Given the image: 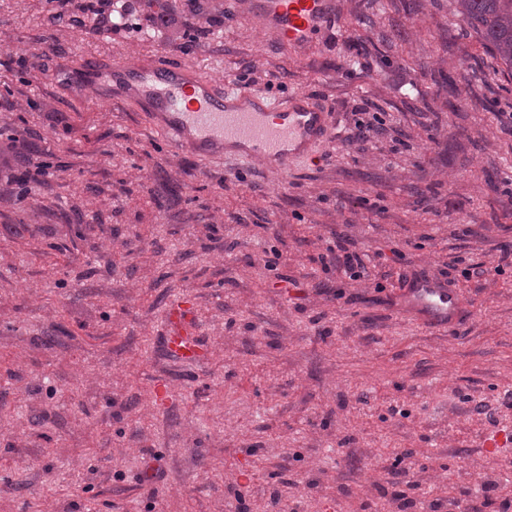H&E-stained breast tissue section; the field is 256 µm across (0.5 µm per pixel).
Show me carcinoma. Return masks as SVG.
Here are the masks:
<instances>
[{"instance_id":"carcinoma-1","label":"carcinoma","mask_w":512,"mask_h":512,"mask_svg":"<svg viewBox=\"0 0 512 512\" xmlns=\"http://www.w3.org/2000/svg\"><path fill=\"white\" fill-rule=\"evenodd\" d=\"M455 11L505 65L512 67V0H455Z\"/></svg>"}]
</instances>
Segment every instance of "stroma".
Wrapping results in <instances>:
<instances>
[{"label":"stroma","mask_w":512,"mask_h":512,"mask_svg":"<svg viewBox=\"0 0 512 512\" xmlns=\"http://www.w3.org/2000/svg\"><path fill=\"white\" fill-rule=\"evenodd\" d=\"M82 4L0 0V512L512 499V71L453 0H335L300 48L253 0ZM154 57L314 96L319 163L195 156L104 83L74 95L38 69ZM443 271L449 327L407 307L411 275ZM184 299L194 364L163 346Z\"/></svg>","instance_id":"1"}]
</instances>
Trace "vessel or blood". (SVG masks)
Wrapping results in <instances>:
<instances>
[{
    "label": "vessel or blood",
    "mask_w": 512,
    "mask_h": 512,
    "mask_svg": "<svg viewBox=\"0 0 512 512\" xmlns=\"http://www.w3.org/2000/svg\"><path fill=\"white\" fill-rule=\"evenodd\" d=\"M258 12L266 29L288 45H302L334 18V0H258ZM115 78L131 77L134 92L128 101L159 120L174 134L178 145L198 156L223 151L225 142L239 143L238 158L267 159L277 170L287 169L299 158L313 159L325 138L330 114L305 93L281 102L261 95L221 88L178 64L159 59L130 68L111 62L104 70ZM80 65L69 73L72 83L97 80L104 72ZM411 305L433 324L446 326L458 317L456 289L428 276H417L408 290ZM171 328L165 348L181 361L193 363L204 356L192 323V306L181 301L169 312Z\"/></svg>",
    "instance_id": "1"
}]
</instances>
